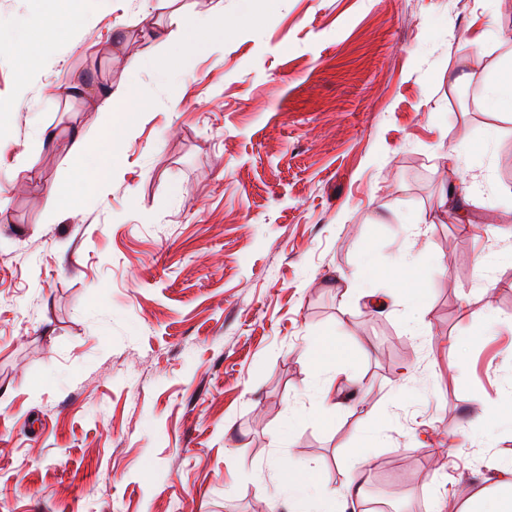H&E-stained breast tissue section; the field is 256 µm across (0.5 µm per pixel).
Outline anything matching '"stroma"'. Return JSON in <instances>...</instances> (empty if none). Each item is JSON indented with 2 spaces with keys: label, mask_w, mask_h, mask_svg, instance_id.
Returning a JSON list of instances; mask_svg holds the SVG:
<instances>
[{
  "label": "stroma",
  "mask_w": 512,
  "mask_h": 512,
  "mask_svg": "<svg viewBox=\"0 0 512 512\" xmlns=\"http://www.w3.org/2000/svg\"><path fill=\"white\" fill-rule=\"evenodd\" d=\"M219 7L235 37L129 70ZM510 52L512 0H0V512H265L282 454L459 512L512 459ZM130 88L110 193L44 223ZM316 337L355 359L330 418ZM501 72L512 74V54L501 58ZM504 75L492 77L486 87L488 98L493 102L495 109H508L512 112V82L505 83Z\"/></svg>",
  "instance_id": "1"
}]
</instances>
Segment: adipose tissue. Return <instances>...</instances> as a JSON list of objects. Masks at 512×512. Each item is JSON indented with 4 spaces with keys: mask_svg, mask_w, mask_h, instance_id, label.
<instances>
[{
    "mask_svg": "<svg viewBox=\"0 0 512 512\" xmlns=\"http://www.w3.org/2000/svg\"><path fill=\"white\" fill-rule=\"evenodd\" d=\"M169 25V31L160 34L158 41H146L142 54L150 56L157 43L167 44L171 51L169 70L174 74L179 73L197 51L199 43L195 38L196 33L208 35L220 30L228 37L234 33L233 28L225 26L224 15L220 12L193 18L176 11L171 14ZM137 106L138 100L131 91L123 95L120 101H107L99 108L104 137L77 142L76 163H83L88 157L97 160L89 184L92 196H102L111 184L116 172L117 149L136 129L133 112ZM275 467L282 475L290 512H325L332 501H341L346 506L361 494L358 481L354 478L337 491L320 487L312 464H297L286 455L276 458ZM498 471L501 479L496 486L481 487L469 497L461 512H512V461L500 463Z\"/></svg>",
    "mask_w": 512,
    "mask_h": 512,
    "instance_id": "ef3b65f1",
    "label": "adipose tissue"
}]
</instances>
